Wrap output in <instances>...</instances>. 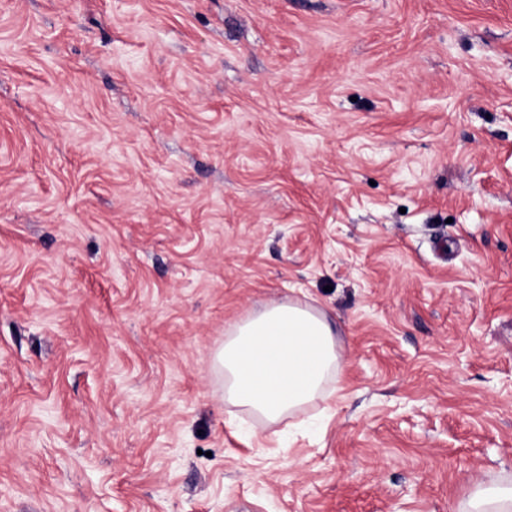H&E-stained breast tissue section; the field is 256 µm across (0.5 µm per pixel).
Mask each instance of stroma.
Masks as SVG:
<instances>
[{
  "instance_id": "1",
  "label": "stroma",
  "mask_w": 512,
  "mask_h": 512,
  "mask_svg": "<svg viewBox=\"0 0 512 512\" xmlns=\"http://www.w3.org/2000/svg\"><path fill=\"white\" fill-rule=\"evenodd\" d=\"M336 325L331 396L225 333ZM512 488V0H0V512H468ZM336 329L325 313L282 301L253 312L229 333L216 354L224 400L269 424L326 398L336 371Z\"/></svg>"
}]
</instances>
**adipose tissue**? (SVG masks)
Here are the masks:
<instances>
[{"instance_id":"ef3b65f1","label":"adipose tissue","mask_w":512,"mask_h":512,"mask_svg":"<svg viewBox=\"0 0 512 512\" xmlns=\"http://www.w3.org/2000/svg\"><path fill=\"white\" fill-rule=\"evenodd\" d=\"M337 362L336 331L325 313L289 301L247 316L216 354L225 402L270 424L325 397Z\"/></svg>"}]
</instances>
